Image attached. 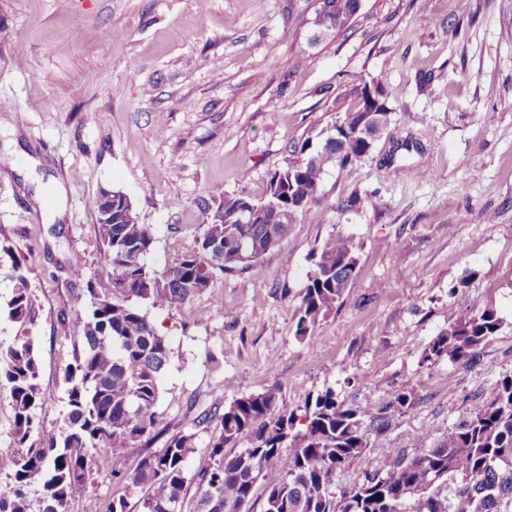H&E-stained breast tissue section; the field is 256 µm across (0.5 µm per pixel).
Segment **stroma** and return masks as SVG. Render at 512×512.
<instances>
[{"label": "stroma", "instance_id": "stroma-1", "mask_svg": "<svg viewBox=\"0 0 512 512\" xmlns=\"http://www.w3.org/2000/svg\"><path fill=\"white\" fill-rule=\"evenodd\" d=\"M313 0H0V304L21 262L46 430L61 426L63 370L82 352L75 299L108 281L93 202L123 192L154 227L161 268L204 231L212 192L260 198L291 144L377 83L391 123L352 177L328 168L325 205L300 215L263 274H216L178 310L150 312L170 346L157 411L195 431L196 471L219 421L194 418L279 386L291 410L325 389L351 407L408 406L369 431L333 491L447 436L512 376V0H362L349 27L309 42ZM358 204H338L350 195ZM361 246L343 303L294 332L313 249ZM83 274H75L74 258ZM499 331L479 365L425 360L473 305Z\"/></svg>", "mask_w": 512, "mask_h": 512}]
</instances>
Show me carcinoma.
Masks as SVG:
<instances>
[{"instance_id": "cac0c4a2", "label": "carcinoma", "mask_w": 512, "mask_h": 512, "mask_svg": "<svg viewBox=\"0 0 512 512\" xmlns=\"http://www.w3.org/2000/svg\"><path fill=\"white\" fill-rule=\"evenodd\" d=\"M350 3L338 0L339 14L316 13L315 22L336 32L346 28ZM347 97L352 104L331 123L337 139L322 129L293 146L258 201L212 196L196 246L177 252L161 270L148 262L152 225L126 217L129 198L112 192L109 212L97 196V236L112 274L106 283L89 280L80 297L75 327L83 350L65 368L63 425L38 444L30 441L34 431L43 430L33 336L38 313L22 264L15 263L6 314L18 334L8 345L0 343V387L8 388L14 411L13 450L0 453V475L6 478L0 512H31L34 505L37 512H66L75 497L92 500L96 512H128L122 498L105 506L87 495L90 476L107 471L124 479L133 494L147 489L138 500L140 512H182L192 484L195 512H252L255 487L272 466L280 478L264 488L262 512H512V376L500 379L489 400L446 437L424 438L411 456L386 449L387 470L366 475L338 495L330 491L336 471L367 446V426L382 427L408 404V393L397 394L376 416L368 408L344 406L327 389L308 399L299 414L279 407L275 385L232 400L222 413L215 409L194 419L196 426L214 419L221 424L196 473L186 467L196 434L182 430L165 440L162 451L143 456L134 473L110 468L126 449L164 434L156 407L170 348L149 309L182 307L210 288L217 270L262 275L263 255L280 247L300 215L320 205L326 168L333 165L350 177L372 148L359 131L370 105L366 91L356 85ZM249 205L263 213L260 222L239 221V210ZM359 251L356 239L344 234L314 250L296 310V336L308 335L342 302ZM500 326L494 310L475 305L435 336L425 359L446 356L473 365L480 346ZM242 440L248 447L230 452Z\"/></svg>"}]
</instances>
